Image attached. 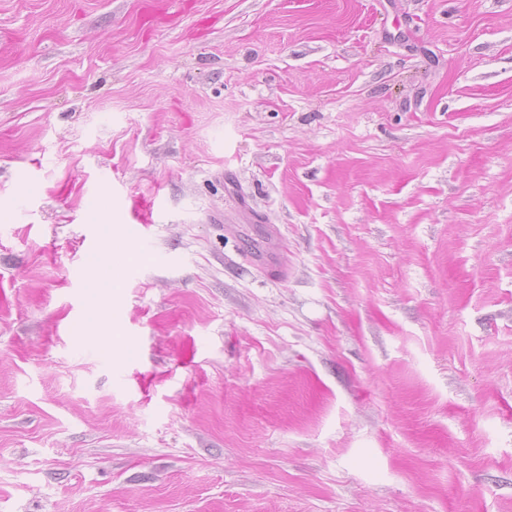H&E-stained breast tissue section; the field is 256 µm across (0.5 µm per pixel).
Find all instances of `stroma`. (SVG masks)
<instances>
[{
    "label": "stroma",
    "mask_w": 512,
    "mask_h": 512,
    "mask_svg": "<svg viewBox=\"0 0 512 512\" xmlns=\"http://www.w3.org/2000/svg\"><path fill=\"white\" fill-rule=\"evenodd\" d=\"M0 53V512H512V0H0Z\"/></svg>",
    "instance_id": "1"
}]
</instances>
